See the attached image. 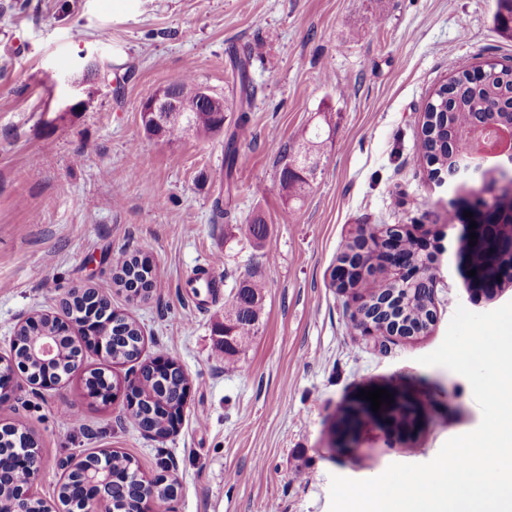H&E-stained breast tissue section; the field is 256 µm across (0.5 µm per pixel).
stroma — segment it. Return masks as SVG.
<instances>
[{
    "mask_svg": "<svg viewBox=\"0 0 512 512\" xmlns=\"http://www.w3.org/2000/svg\"><path fill=\"white\" fill-rule=\"evenodd\" d=\"M495 0H0V356L15 327L55 312L70 290L92 286L135 319L142 357H170L191 376L177 432L140 431L122 400L88 399L81 373L58 388L22 384L0 405V427L40 442L36 492L56 498L65 465L103 449L127 453L141 475L168 470L179 483L157 512H330L332 476L368 479L393 463L431 461L482 412L469 381L420 364L442 343L457 306L475 313L512 302L473 297L458 270L456 238L441 242L437 321L427 334L369 340L351 329L352 294L333 286L344 243L358 225L409 224L414 233L461 223L463 180L437 184L416 151L432 92L488 62L512 64V40L493 21ZM255 53L250 135L224 167L221 134L175 141L145 134L141 106L192 74L210 95L238 89L230 55ZM113 64L111 87L72 93L90 60ZM76 97L80 110L62 112ZM328 140L304 205L284 213L277 146L301 128ZM230 218H214L216 198ZM267 250L251 246L254 216ZM148 255L158 275L148 300L112 281L115 254ZM217 259L220 292L193 289ZM264 282L259 333L224 361L215 333L224 298L244 272ZM393 388L434 411L413 433L358 428L352 450L332 446L360 391ZM68 407L78 423H63Z\"/></svg>",
    "mask_w": 512,
    "mask_h": 512,
    "instance_id": "stroma-1",
    "label": "stroma"
}]
</instances>
